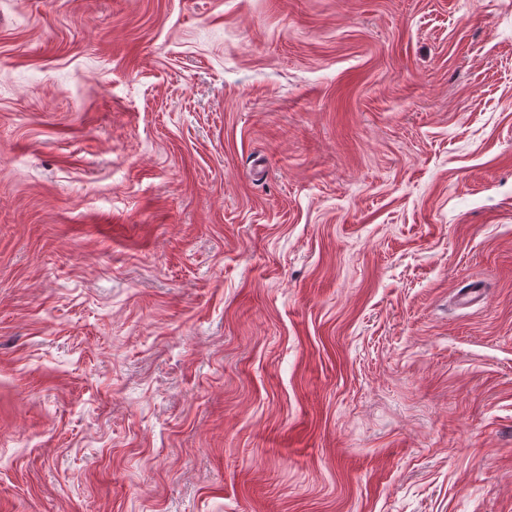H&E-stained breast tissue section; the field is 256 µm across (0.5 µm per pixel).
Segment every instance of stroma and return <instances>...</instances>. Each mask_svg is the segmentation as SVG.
Wrapping results in <instances>:
<instances>
[{
	"label": "stroma",
	"mask_w": 512,
	"mask_h": 512,
	"mask_svg": "<svg viewBox=\"0 0 512 512\" xmlns=\"http://www.w3.org/2000/svg\"><path fill=\"white\" fill-rule=\"evenodd\" d=\"M0 512H512V0H0Z\"/></svg>",
	"instance_id": "1"
}]
</instances>
